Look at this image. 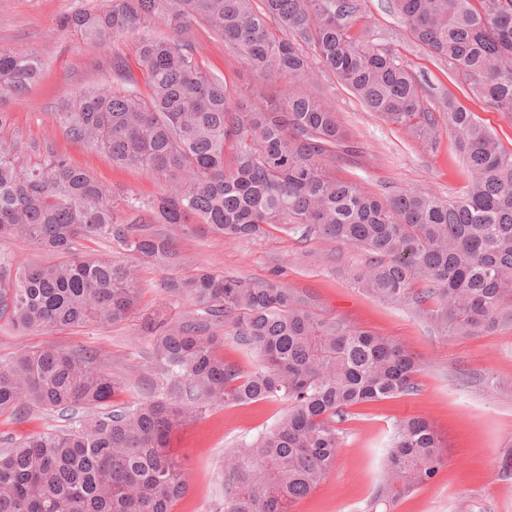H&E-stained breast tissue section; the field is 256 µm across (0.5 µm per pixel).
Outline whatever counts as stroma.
Instances as JSON below:
<instances>
[{"instance_id": "1", "label": "stroma", "mask_w": 512, "mask_h": 512, "mask_svg": "<svg viewBox=\"0 0 512 512\" xmlns=\"http://www.w3.org/2000/svg\"><path fill=\"white\" fill-rule=\"evenodd\" d=\"M103 0H0V51L23 50L44 63L42 79L24 95H0L10 112L6 137L22 142L20 162L42 163L57 154L80 166L112 197L120 218H129L124 199L152 198L164 181L134 169L113 167L93 148L74 142L55 122L64 101L101 76L111 75L112 56L136 60L131 37L97 45L59 20L78 9L102 7ZM363 22L380 43L394 46L412 64L424 91V105L435 109L440 98L465 88L445 62L413 41L390 0H366ZM203 68L224 77L230 91L246 94L254 75L223 41L206 29L192 28ZM319 96L336 110L358 148L336 163L337 175L377 196L410 186L448 197L465 184L464 163L446 123L437 126L430 146L369 112L323 70L313 73ZM178 256L167 270L141 273L144 289L135 314L105 327L87 325L36 334L15 331L0 322V356L43 345L69 350L94 348L106 370L130 377L132 393L144 394L155 382L150 342L140 336V317L167 301L162 283L205 269L254 280H275L311 299L318 313L399 341L420 362L416 392L352 408L340 426L336 460L327 478L299 501L295 512H371L382 480L394 425L415 416L432 422L445 442V458L434 479L399 500L391 512H512V325L489 334L445 339L415 307L396 308L358 288L355 278L368 255L355 247L329 243L279 227L260 238L227 242L193 229L177 244ZM284 401H260L219 408L179 430L174 452L186 463L187 492L175 512H210L223 493L219 463L225 450L269 430L287 411ZM60 415L34 408L16 417L0 414V448L6 442L61 425Z\"/></svg>"}]
</instances>
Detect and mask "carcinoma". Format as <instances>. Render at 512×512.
<instances>
[{"mask_svg":"<svg viewBox=\"0 0 512 512\" xmlns=\"http://www.w3.org/2000/svg\"><path fill=\"white\" fill-rule=\"evenodd\" d=\"M108 2L62 25L97 44L135 38L137 73L113 55L120 84L74 94L55 119L113 166L163 180L164 192L127 198L132 217L120 221L87 170L54 154L23 167V144L0 138V239L67 256L38 263L0 252V321L21 332L121 322L138 307L139 269L172 265L177 237L198 224L226 241L279 225L361 248L376 256L357 275L362 291L421 308L446 338L512 322V150L467 103L442 98L465 162L460 195L409 188L379 197L336 177V157L356 146L308 88L315 67L415 138L432 140L437 125L410 65L360 25L362 0ZM394 9L468 99L512 112V0H394ZM155 18L169 30L155 31ZM194 24L255 73L257 105L202 69ZM42 71L29 52H0V93L27 92ZM95 239L123 258L78 251ZM164 291L190 308L160 304L142 316L157 380L141 397L114 402L127 382L105 371L95 349L0 357V414L36 406L66 421L0 448V512H173L187 484L171 435L213 409L273 400L288 402L287 412L224 452V497L211 512H294L332 468L349 410L416 390L419 364L400 343L322 316L277 281L203 270ZM226 326L255 363L224 360ZM443 456L430 422L399 420L372 509L391 512L436 476Z\"/></svg>","mask_w":512,"mask_h":512,"instance_id":"1","label":"carcinoma"}]
</instances>
